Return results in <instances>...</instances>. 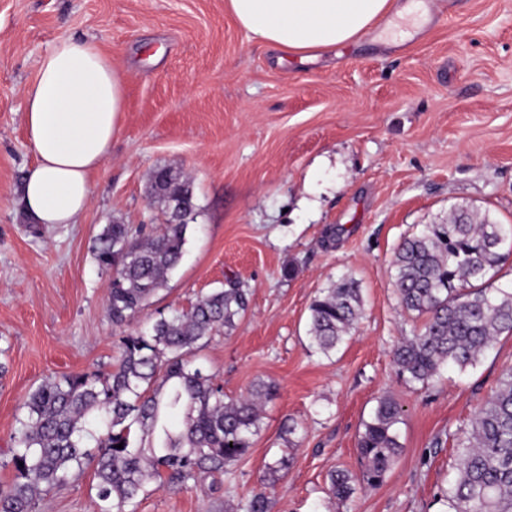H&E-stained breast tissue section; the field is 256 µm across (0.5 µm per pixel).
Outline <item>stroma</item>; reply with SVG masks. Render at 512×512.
Listing matches in <instances>:
<instances>
[{"instance_id":"1","label":"stroma","mask_w":512,"mask_h":512,"mask_svg":"<svg viewBox=\"0 0 512 512\" xmlns=\"http://www.w3.org/2000/svg\"><path fill=\"white\" fill-rule=\"evenodd\" d=\"M439 2L422 30L393 14L341 52L303 61L250 40L226 0H0V485L16 475L9 448L28 393L114 361L93 240L114 219L152 224L150 174L168 166L191 179L197 209L152 307L186 308L236 279L248 311L196 361L225 398L266 381L279 391L228 475L148 485L136 512H243L259 491L269 512H448L452 435L512 367V335L476 366L406 385L392 350L416 322L392 261L404 237L454 204L512 225V0ZM70 36L111 56L125 112L79 223L35 235L21 206L35 162L25 88ZM345 274L361 284L364 313L326 356L309 346V307ZM385 395L401 408V448L373 487L357 441ZM283 457L288 469L275 471ZM337 469L351 476L344 502L328 495ZM97 502L87 468L39 510L96 512Z\"/></svg>"}]
</instances>
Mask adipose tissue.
Returning <instances> with one entry per match:
<instances>
[{"label": "adipose tissue", "mask_w": 512, "mask_h": 512, "mask_svg": "<svg viewBox=\"0 0 512 512\" xmlns=\"http://www.w3.org/2000/svg\"><path fill=\"white\" fill-rule=\"evenodd\" d=\"M249 37L310 58L358 38L394 9V0H227ZM25 132L36 162L25 175L33 223L74 224L90 202V176L112 155L125 110V81L97 43L59 40L25 89Z\"/></svg>", "instance_id": "adipose-tissue-1"}]
</instances>
